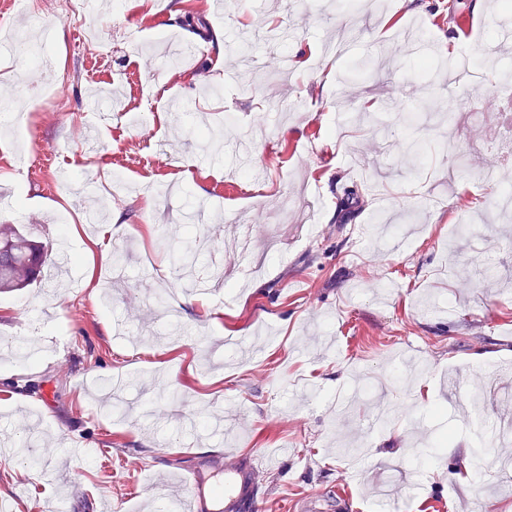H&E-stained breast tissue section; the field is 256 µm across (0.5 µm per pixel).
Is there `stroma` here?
I'll return each instance as SVG.
<instances>
[{
    "instance_id": "35a3bbf8",
    "label": "stroma",
    "mask_w": 512,
    "mask_h": 512,
    "mask_svg": "<svg viewBox=\"0 0 512 512\" xmlns=\"http://www.w3.org/2000/svg\"><path fill=\"white\" fill-rule=\"evenodd\" d=\"M90 2L104 65L68 53L80 32L51 0L25 14L0 0V30L34 39L50 23L66 68L61 110L25 140L0 135V225L77 249L103 205L124 216L111 250L126 254L97 265L94 289L78 262L0 293V442L39 426L33 464L0 455V504L163 512L223 454L265 477L260 512H512L497 461L512 431L474 426L512 404L496 374L512 363V221L483 183L489 169L512 183L490 148L512 88L501 0H457L451 26L441 0H182L190 28L168 0ZM132 28L196 50L166 68ZM149 107L148 129L131 123ZM44 153L53 168L16 173L17 156ZM355 184L364 202L341 233ZM240 211L280 249L222 297L192 289L172 251L208 236L199 265L217 275L235 252L218 227ZM339 485L346 498L329 495Z\"/></svg>"
}]
</instances>
